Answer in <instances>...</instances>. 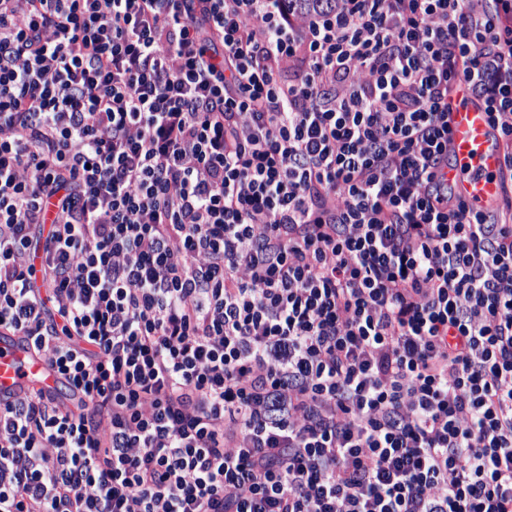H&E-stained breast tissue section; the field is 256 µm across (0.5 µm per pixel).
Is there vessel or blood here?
I'll return each instance as SVG.
<instances>
[{"instance_id": "obj_1", "label": "vessel or blood", "mask_w": 512, "mask_h": 512, "mask_svg": "<svg viewBox=\"0 0 512 512\" xmlns=\"http://www.w3.org/2000/svg\"><path fill=\"white\" fill-rule=\"evenodd\" d=\"M448 126L449 187L471 208L491 210L502 193L503 144L467 84H458L448 100ZM55 379L30 349L13 337L0 338V399L53 387Z\"/></svg>"}]
</instances>
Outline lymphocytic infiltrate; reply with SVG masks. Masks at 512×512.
Returning <instances> with one entry per match:
<instances>
[{
	"instance_id": "lymphocytic-infiltrate-1",
	"label": "lymphocytic infiltrate",
	"mask_w": 512,
	"mask_h": 512,
	"mask_svg": "<svg viewBox=\"0 0 512 512\" xmlns=\"http://www.w3.org/2000/svg\"><path fill=\"white\" fill-rule=\"evenodd\" d=\"M290 3L0 0V512H512V0ZM448 126V186L474 210H491L502 193L503 144L466 83L448 99ZM0 399L31 389H48L56 376L12 336H0Z\"/></svg>"
}]
</instances>
